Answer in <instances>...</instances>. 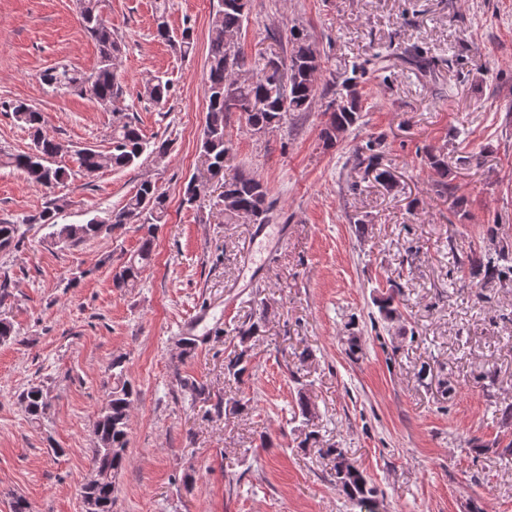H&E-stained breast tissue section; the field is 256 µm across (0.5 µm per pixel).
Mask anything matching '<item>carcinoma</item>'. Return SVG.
<instances>
[{"label": "carcinoma", "instance_id": "carcinoma-1", "mask_svg": "<svg viewBox=\"0 0 512 512\" xmlns=\"http://www.w3.org/2000/svg\"><path fill=\"white\" fill-rule=\"evenodd\" d=\"M102 0H78L79 20L83 30L95 40L98 47V63L95 72L86 76L65 66L44 72L42 81L54 90L66 89L88 95L105 110H115L114 103L124 94L119 74L122 44L112 34V26L101 12ZM172 0H156L155 33L169 43L182 57L194 50L191 28L186 27L178 35L169 25ZM251 7V0H217L209 29V45L206 57L204 82L207 112L199 138L201 166L211 176L224 172V158L230 151L226 138L227 115L241 113L246 125L255 133H264L282 125L289 117L306 113L319 94L316 76L322 71L321 55L300 30L290 32V68L286 76L279 78L265 73L259 62L250 63L241 51L238 35L243 31ZM146 96L158 103L167 102L169 81L160 76L148 79L144 85ZM330 119L322 130L324 143H336L338 133L353 127L362 111L357 82L348 78L342 89L328 104ZM13 118L26 127L32 137L33 147L25 153H10L0 149V166L12 167L24 173L32 183L52 188L64 183L70 176L69 169L58 159L73 154L79 169L93 174L104 168L128 169L141 158L148 145L139 126L131 121H118L112 126V149L103 153L91 147L75 151L53 137L43 133L45 117L31 105L18 103L12 108ZM380 136L371 138L365 146L354 150L358 165L374 169L375 179L392 187V177L386 170L375 167L378 149L383 147ZM152 153L162 157L169 144L159 141L153 144ZM214 205L224 211L229 220L246 218L252 224H268L271 221L274 202L269 199L267 186L254 175L235 173L224 179V193ZM62 205L54 202L42 210L25 216L21 223L0 221V252L16 249L24 238L22 227L42 224L52 229L51 237L65 247H75L89 239L110 231L114 224H134L140 233V245L123 262L113 275L112 286L119 291L137 287L142 274L152 261L153 246L158 230L167 215V197L150 179L141 180L135 192L124 205L105 218L94 217L84 224H60L57 215ZM485 245L479 252L467 257L469 274L481 278L482 285L492 282H512V244L507 241L502 225L486 228ZM380 316L392 320L398 315L395 293L391 292L378 301ZM266 309L261 305L254 320L238 329L242 350L226 365L228 374L238 379L246 372L248 343L257 337L265 320ZM112 387L104 399L105 410L98 413L93 433L98 447L92 449V465L107 466L118 474L124 468L129 443V409L137 391L128 378L122 357L112 359ZM26 413L35 421L43 419L51 407L48 395L38 386L20 394ZM334 455V478L338 490L351 502L365 507L376 496L363 472L351 462L341 448H331ZM101 502L100 512H112L115 488L103 483L93 489Z\"/></svg>", "mask_w": 512, "mask_h": 512}]
</instances>
